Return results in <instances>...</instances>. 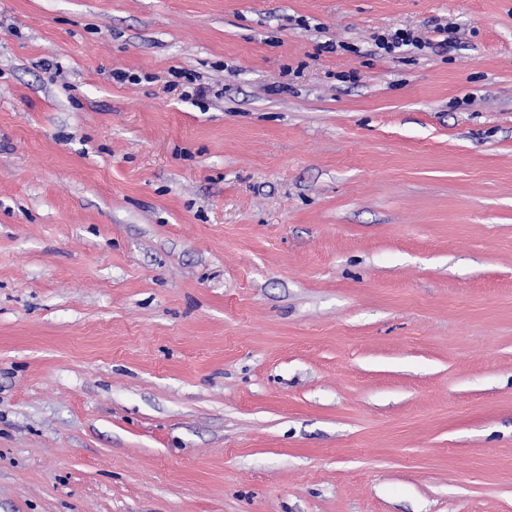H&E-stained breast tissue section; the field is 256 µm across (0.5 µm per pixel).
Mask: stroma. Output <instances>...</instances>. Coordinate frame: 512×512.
<instances>
[{"label":"stroma","mask_w":512,"mask_h":512,"mask_svg":"<svg viewBox=\"0 0 512 512\" xmlns=\"http://www.w3.org/2000/svg\"><path fill=\"white\" fill-rule=\"evenodd\" d=\"M0 512H512V0H0ZM373 41L377 49L381 50V55L394 54L403 47L412 46L421 51L432 46L430 41L422 40L419 36H415L414 32L406 29L378 33L374 35Z\"/></svg>","instance_id":"obj_1"}]
</instances>
